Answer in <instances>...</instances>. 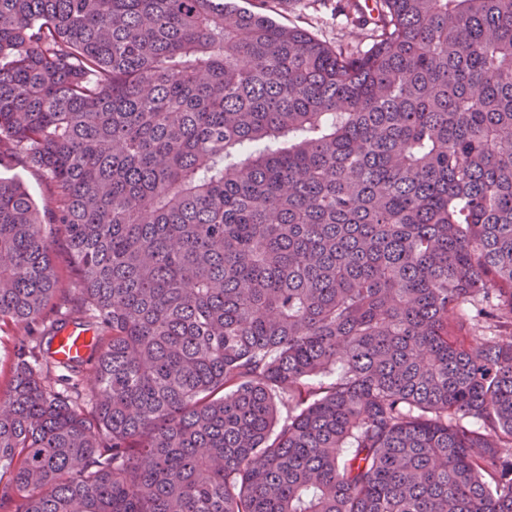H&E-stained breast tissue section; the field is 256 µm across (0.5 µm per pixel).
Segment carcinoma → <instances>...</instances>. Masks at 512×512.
I'll use <instances>...</instances> for the list:
<instances>
[{
	"mask_svg": "<svg viewBox=\"0 0 512 512\" xmlns=\"http://www.w3.org/2000/svg\"><path fill=\"white\" fill-rule=\"evenodd\" d=\"M376 11L0 0V512H512V0ZM239 7L261 11L278 23L303 28L327 45L352 54L367 51L372 43L374 27L363 26L354 5L361 1L360 10L366 17L374 15L375 0H231ZM364 1V2H363ZM0 171L1 176L3 177L12 176L14 174L19 175L28 185L31 193L33 194L40 207L45 204H51L50 202L53 200L52 193L48 188L45 178L39 174L23 168H14L11 170L1 169ZM25 328L15 325H1L0 327V394L3 396L13 376L15 344L20 340L29 339ZM89 341L88 333L68 329L53 338L50 345L51 353L61 364L82 361L89 354Z\"/></svg>",
	"mask_w": 512,
	"mask_h": 512,
	"instance_id": "1",
	"label": "carcinoma"
}]
</instances>
